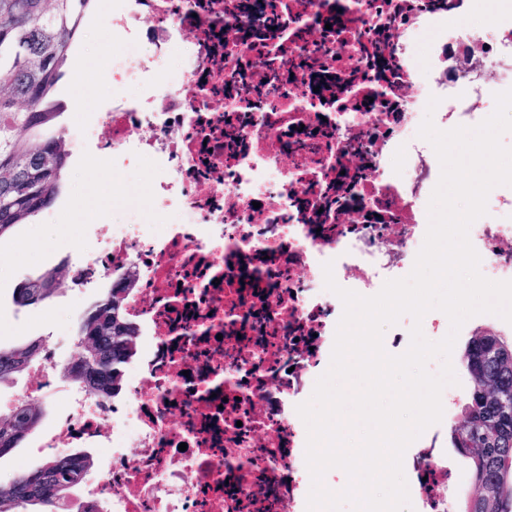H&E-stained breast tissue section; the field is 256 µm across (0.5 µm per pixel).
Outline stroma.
<instances>
[{"instance_id":"stroma-1","label":"stroma","mask_w":512,"mask_h":512,"mask_svg":"<svg viewBox=\"0 0 512 512\" xmlns=\"http://www.w3.org/2000/svg\"><path fill=\"white\" fill-rule=\"evenodd\" d=\"M124 6V0H103L104 16L87 17L64 65L66 76L57 87L64 109L57 123L65 131L70 156L59 193L49 207L0 238V340L19 345L42 339L46 351L54 353L61 365L76 357V322L102 296L108 280H99L91 287L64 280L51 299L37 306H16L12 295L23 280L38 278L63 265L77 269L95 242L98 224L125 221L129 201L142 206L148 201L151 167L116 165L100 151L108 133L100 128L98 116L111 103L113 93L110 59L130 47L113 34L105 16ZM485 330L512 338V324L493 314H480L464 323L451 354L459 383L450 389L452 398L441 422L434 426L436 432L446 433L462 418V406L473 387L462 366L464 349L475 334ZM448 470L451 512H463L474 491L471 464L452 449Z\"/></svg>"}]
</instances>
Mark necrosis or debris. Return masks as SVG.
Masks as SVG:
<instances>
[{"label": "necrosis or debris", "mask_w": 512, "mask_h": 512, "mask_svg": "<svg viewBox=\"0 0 512 512\" xmlns=\"http://www.w3.org/2000/svg\"><path fill=\"white\" fill-rule=\"evenodd\" d=\"M134 2L112 28L138 38L149 16L153 52L113 64V84L139 95L119 92L101 120L113 158L153 165L157 214L185 220L100 228L79 272L89 283L138 262L141 289L127 312L147 346L129 370L127 401L74 395L42 445L111 446V466L83 496L95 512H307L296 407L340 321L323 265L367 297L411 272L439 172L418 129L438 75L449 73L448 49L469 34L467 0H258L252 15L241 0ZM448 19L420 77L412 45ZM479 38L488 67L512 87V20L492 15ZM383 60L395 70L385 83ZM449 75L437 122L482 120L480 76ZM181 79L191 93H171ZM136 125L153 137L132 143ZM355 149L367 168L343 175ZM472 239L482 275L512 280V194L488 200ZM409 460L414 512H449L440 435Z\"/></svg>", "instance_id": "1"}]
</instances>
